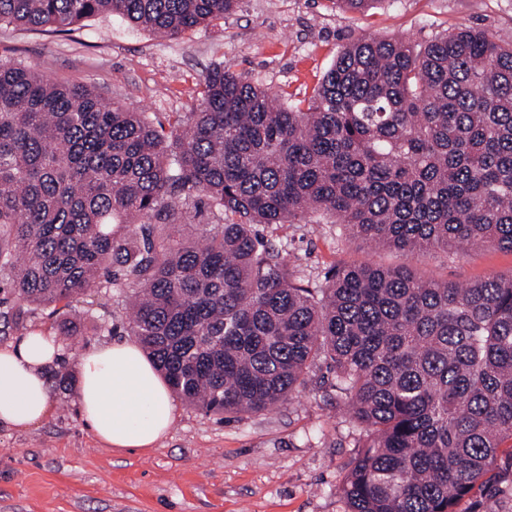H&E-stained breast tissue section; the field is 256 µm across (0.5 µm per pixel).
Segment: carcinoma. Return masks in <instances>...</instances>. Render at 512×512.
Instances as JSON below:
<instances>
[{
	"instance_id": "obj_1",
	"label": "carcinoma",
	"mask_w": 512,
	"mask_h": 512,
	"mask_svg": "<svg viewBox=\"0 0 512 512\" xmlns=\"http://www.w3.org/2000/svg\"><path fill=\"white\" fill-rule=\"evenodd\" d=\"M238 0H0V26L68 34L104 14L170 39ZM215 223L183 236L191 212ZM410 259L512 251V35L361 38L313 95L284 103L211 68L165 131L0 57V320L129 288V327L206 414L269 409L316 361L365 428L347 512H457L512 442V276L458 284L406 263L308 287L259 226L319 224Z\"/></svg>"
}]
</instances>
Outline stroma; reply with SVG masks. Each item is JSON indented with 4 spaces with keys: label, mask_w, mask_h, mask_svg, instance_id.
Wrapping results in <instances>:
<instances>
[{
    "label": "stroma",
    "mask_w": 512,
    "mask_h": 512,
    "mask_svg": "<svg viewBox=\"0 0 512 512\" xmlns=\"http://www.w3.org/2000/svg\"><path fill=\"white\" fill-rule=\"evenodd\" d=\"M466 27L511 34L512 0H377L363 12L342 11L334 0H240L231 14L173 40L113 15L90 20L71 39L2 27L0 56L157 115L168 127L199 104L213 65L287 102L310 96L352 40L422 44ZM264 234L312 286L336 267L404 261L339 224L269 226ZM412 264L424 277L468 283L511 276L512 252L437 250ZM76 311L86 319L83 335L46 368L52 416L27 431L0 430V512H345L340 487L364 431L325 361L278 407L222 420L179 400L158 447L112 449L81 416L79 360L133 336L119 292L92 293ZM459 508L512 512V446H502L488 483Z\"/></svg>",
    "instance_id": "1"
}]
</instances>
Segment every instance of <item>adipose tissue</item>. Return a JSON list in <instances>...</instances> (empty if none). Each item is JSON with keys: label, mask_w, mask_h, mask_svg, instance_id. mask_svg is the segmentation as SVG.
I'll return each mask as SVG.
<instances>
[{"label": "adipose tissue", "mask_w": 512, "mask_h": 512, "mask_svg": "<svg viewBox=\"0 0 512 512\" xmlns=\"http://www.w3.org/2000/svg\"><path fill=\"white\" fill-rule=\"evenodd\" d=\"M61 354L56 336L34 330L0 348V427L28 430L54 410L45 368ZM77 397L93 435L108 447H157L175 417L168 389L131 342L86 353Z\"/></svg>", "instance_id": "ef3b65f1"}]
</instances>
